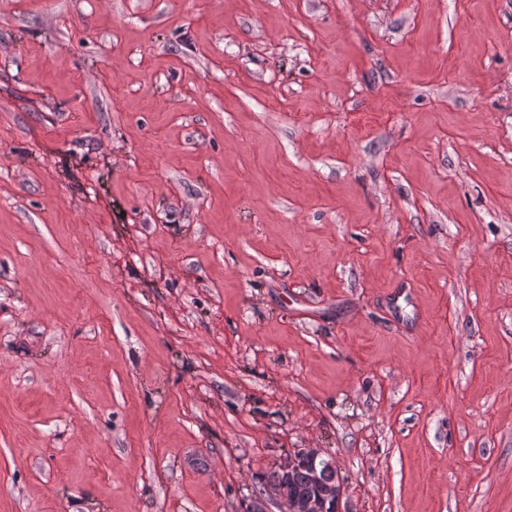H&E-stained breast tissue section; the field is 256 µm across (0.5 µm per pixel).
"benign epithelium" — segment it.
I'll return each instance as SVG.
<instances>
[{
    "instance_id": "obj_1",
    "label": "benign epithelium",
    "mask_w": 512,
    "mask_h": 512,
    "mask_svg": "<svg viewBox=\"0 0 512 512\" xmlns=\"http://www.w3.org/2000/svg\"><path fill=\"white\" fill-rule=\"evenodd\" d=\"M304 458L321 462L326 467V473L331 475V478L328 480L321 478L318 474L314 476V480L319 483L318 498H300L289 494L287 487L281 486L254 497L248 504V507H246V510L248 512H267V508L264 505V499L267 496L271 497L278 506V512H324V506L329 501L337 506L340 505L343 496V486L335 461L329 457H323L319 449H304L291 454L279 465V468L281 471L289 474Z\"/></svg>"
}]
</instances>
